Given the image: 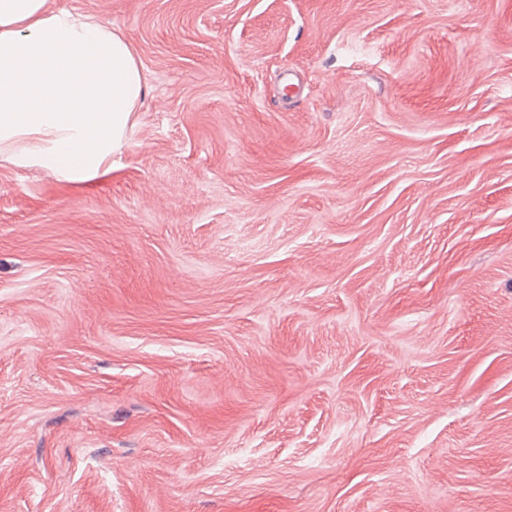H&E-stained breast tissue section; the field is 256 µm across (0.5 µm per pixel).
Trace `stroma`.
I'll return each instance as SVG.
<instances>
[{"label":"stroma","instance_id":"35a3bbf8","mask_svg":"<svg viewBox=\"0 0 512 512\" xmlns=\"http://www.w3.org/2000/svg\"><path fill=\"white\" fill-rule=\"evenodd\" d=\"M47 5L146 93L0 165V512H512V0Z\"/></svg>","mask_w":512,"mask_h":512}]
</instances>
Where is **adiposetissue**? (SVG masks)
I'll return each instance as SVG.
<instances>
[{
    "label": "adipose tissue",
    "mask_w": 512,
    "mask_h": 512,
    "mask_svg": "<svg viewBox=\"0 0 512 512\" xmlns=\"http://www.w3.org/2000/svg\"><path fill=\"white\" fill-rule=\"evenodd\" d=\"M144 92L134 49L110 22L0 0V162L91 183L111 171Z\"/></svg>",
    "instance_id": "1"
}]
</instances>
